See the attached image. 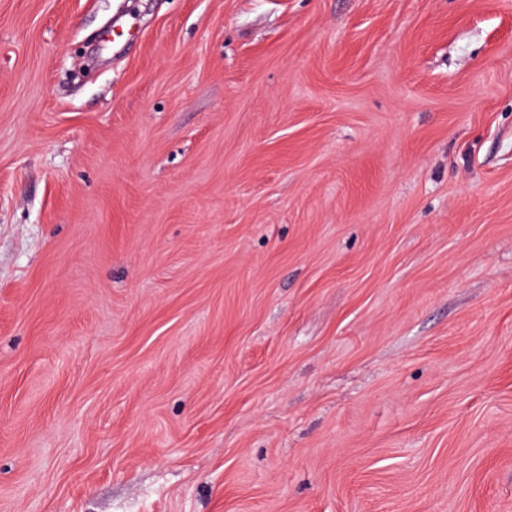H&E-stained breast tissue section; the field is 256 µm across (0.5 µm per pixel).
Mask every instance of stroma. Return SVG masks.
<instances>
[{"mask_svg":"<svg viewBox=\"0 0 512 512\" xmlns=\"http://www.w3.org/2000/svg\"><path fill=\"white\" fill-rule=\"evenodd\" d=\"M0 512H512V0H0Z\"/></svg>","mask_w":512,"mask_h":512,"instance_id":"obj_1","label":"stroma"}]
</instances>
